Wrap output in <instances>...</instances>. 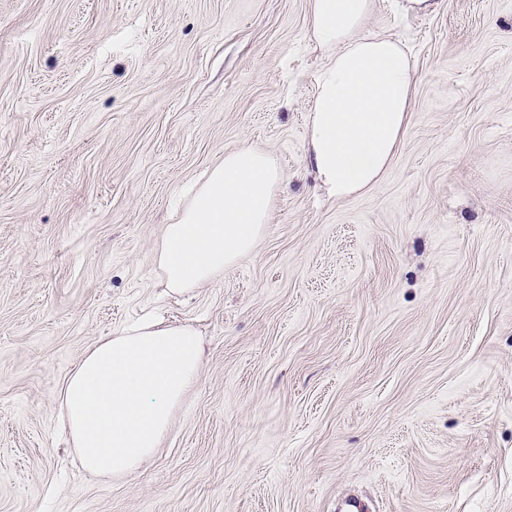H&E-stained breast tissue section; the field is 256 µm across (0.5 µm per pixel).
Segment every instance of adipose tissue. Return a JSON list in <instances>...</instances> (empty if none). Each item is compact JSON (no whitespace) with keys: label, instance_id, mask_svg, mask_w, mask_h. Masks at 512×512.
<instances>
[{"label":"adipose tissue","instance_id":"1","mask_svg":"<svg viewBox=\"0 0 512 512\" xmlns=\"http://www.w3.org/2000/svg\"><path fill=\"white\" fill-rule=\"evenodd\" d=\"M373 8L374 0H310L307 34L325 62L307 154L337 198L379 181L409 122L413 65L400 41L366 32ZM280 175L277 157L253 147L225 153L209 169L161 240L156 262L170 292L207 285L253 251ZM202 365L201 339L185 324L141 321L90 347L56 394L84 469L135 474L157 453Z\"/></svg>","mask_w":512,"mask_h":512}]
</instances>
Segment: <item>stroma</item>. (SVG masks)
<instances>
[{"label": "stroma", "instance_id": "1", "mask_svg": "<svg viewBox=\"0 0 512 512\" xmlns=\"http://www.w3.org/2000/svg\"><path fill=\"white\" fill-rule=\"evenodd\" d=\"M309 0H0V512H512V0H375L416 82L370 189L307 158ZM276 155L254 251L169 294L183 188ZM203 369L158 454L91 475L54 401L131 322Z\"/></svg>", "mask_w": 512, "mask_h": 512}]
</instances>
